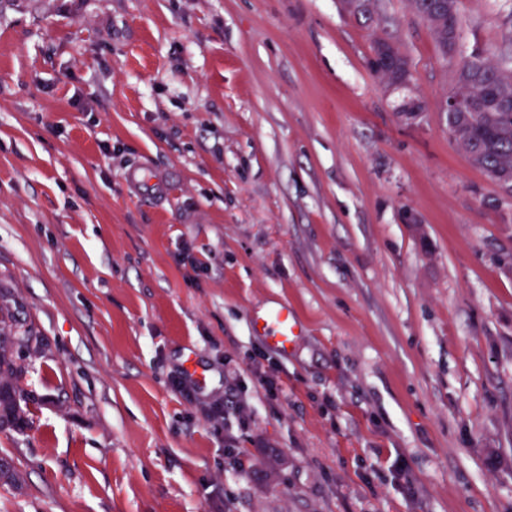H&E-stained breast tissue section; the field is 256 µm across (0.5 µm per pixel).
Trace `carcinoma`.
<instances>
[{"label": "carcinoma", "instance_id": "1", "mask_svg": "<svg viewBox=\"0 0 512 512\" xmlns=\"http://www.w3.org/2000/svg\"><path fill=\"white\" fill-rule=\"evenodd\" d=\"M352 14L367 25L379 24L377 0H359ZM412 12L437 21L440 34L432 37L452 73L451 90L464 87L473 103L454 116L452 142L497 186L512 183V42L497 62L485 50H467L460 14V0H407ZM393 54L401 64L400 75H384L388 85L412 81L408 57L398 44ZM14 337L0 331V429L22 430L28 425L25 398L17 387L19 370L11 359Z\"/></svg>", "mask_w": 512, "mask_h": 512}]
</instances>
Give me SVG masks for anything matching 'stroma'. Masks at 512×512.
<instances>
[{"label": "stroma", "mask_w": 512, "mask_h": 512, "mask_svg": "<svg viewBox=\"0 0 512 512\" xmlns=\"http://www.w3.org/2000/svg\"><path fill=\"white\" fill-rule=\"evenodd\" d=\"M381 7L0 0V308L31 411L0 432V512H512V222L448 137L428 27ZM460 13L468 44L512 40L493 0ZM380 36L409 90L370 71ZM282 304L286 353L250 326ZM224 397L246 419H210ZM393 54L397 58V60L401 64L400 72L401 74L397 77L389 76L385 73H381L378 69V66L383 62L382 61V54L380 50V41L379 39H376L372 44V59H371V68L372 71L375 74L382 75L386 80L389 86L392 85H400L405 82H411L412 81V71L411 66L409 63L408 57L405 55V53L401 50V47L396 43L393 42Z\"/></svg>", "instance_id": "35a3bbf8"}]
</instances>
